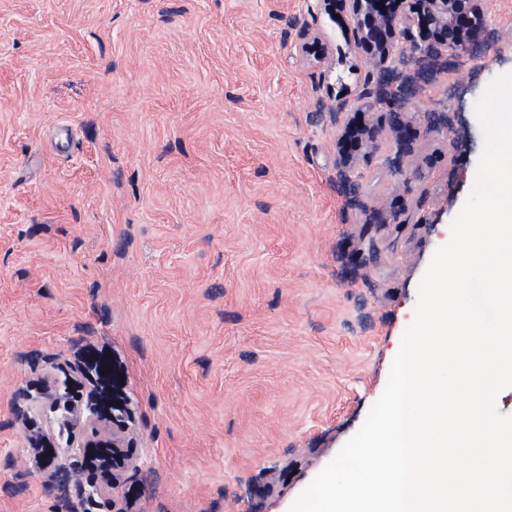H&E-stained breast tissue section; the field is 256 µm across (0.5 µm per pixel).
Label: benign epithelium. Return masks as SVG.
<instances>
[{
  "mask_svg": "<svg viewBox=\"0 0 512 512\" xmlns=\"http://www.w3.org/2000/svg\"><path fill=\"white\" fill-rule=\"evenodd\" d=\"M325 11L342 9L353 24L358 45L365 48L369 64L380 71L379 89L372 90L369 83L344 97L353 98V112L372 114L379 112L375 123L357 122L339 113H329L330 121L339 130L336 142V171L353 194L359 189L363 178L361 163L369 159L378 149V139L385 127L403 134L409 121L394 118L386 121L387 113L381 108L396 104L408 92L405 83L399 82L402 72L399 67L413 63L417 66L438 57L453 58L470 43L477 41L489 26L486 0H414L415 11L398 15L387 12L377 3L386 0H317ZM314 46L320 48L315 58L319 66L330 61L329 47L319 29L302 26L297 34V47L308 55ZM399 85H394V82ZM42 431L30 430L26 434V452L29 461L39 469H49L54 459L41 453L39 445L45 441ZM124 437L112 433V471L107 473L98 487L84 494L89 502L96 495L112 493L124 479L132 464L121 459L118 449L123 447Z\"/></svg>",
  "mask_w": 512,
  "mask_h": 512,
  "instance_id": "1",
  "label": "benign epithelium"
}]
</instances>
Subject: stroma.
I'll return each instance as SVG.
<instances>
[{"mask_svg": "<svg viewBox=\"0 0 512 512\" xmlns=\"http://www.w3.org/2000/svg\"><path fill=\"white\" fill-rule=\"evenodd\" d=\"M299 24L323 30L331 68L296 51ZM508 72L504 40L430 65L399 106L412 155L392 173L384 132L352 206L326 88L378 72L345 16L0 0V512H68L25 451L62 409L15 415L47 374L127 409L123 512H289L387 385L475 183V104ZM421 197L417 223H392Z\"/></svg>", "mask_w": 512, "mask_h": 512, "instance_id": "obj_1", "label": "stroma"}]
</instances>
